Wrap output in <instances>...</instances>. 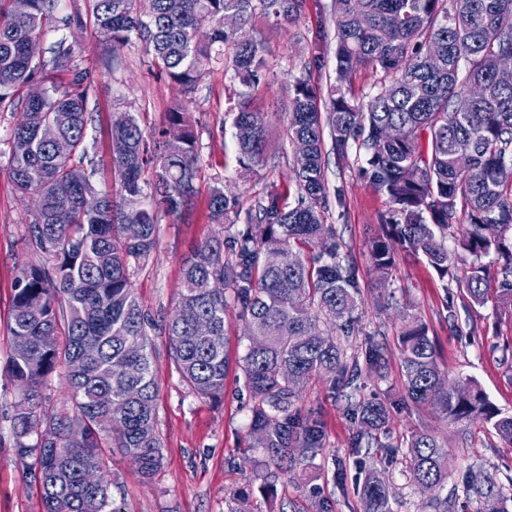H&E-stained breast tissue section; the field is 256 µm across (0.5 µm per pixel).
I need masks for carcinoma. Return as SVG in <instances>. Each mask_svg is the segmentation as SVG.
Masks as SVG:
<instances>
[{"mask_svg": "<svg viewBox=\"0 0 512 512\" xmlns=\"http://www.w3.org/2000/svg\"><path fill=\"white\" fill-rule=\"evenodd\" d=\"M60 0H29L19 15L12 0H0V111L16 116L8 138L6 169L15 191L36 194L42 209L27 225V241L41 260L13 284L9 331L13 344L30 342L29 353L13 351L11 377L26 387L12 417L16 447L38 484L43 512H123L105 476L89 487L86 470L103 471V445L120 449L142 477L161 467L156 427V386L149 348L153 320L138 303L136 269L156 248L159 215L176 219L198 194L200 146L192 113L175 106L150 134L134 113L111 125L112 160L118 193L93 181V79L83 67L75 33L92 23L112 30V47L140 44L151 67L192 94L213 70L231 73L234 129L245 166H264L267 118L250 107L249 90L265 80L262 44L236 45L224 34V14L247 22L257 12L288 22L303 0H88L62 14ZM336 81L329 112L322 117L319 93L300 76L288 101V139L308 146L294 156L300 190L288 205L279 193L249 205L215 186L208 196L212 223L224 235L200 242L181 266V289L164 331L170 359L185 384L205 398L224 394L228 357L224 345L226 294L204 287L224 279L247 325L249 345L240 360L250 393L251 434L259 439L269 490L279 476L307 468L322 447L320 422L301 416L295 402L302 385L323 377L346 396L345 411L358 421L353 448L376 458L355 478L363 512H394L395 494L386 472L401 466L408 484L445 488L452 477L447 445L426 431L387 443L389 410L367 399L353 383L359 358L382 375L384 348L372 339L363 356L348 338L358 320L361 294L343 262L336 228L326 223L324 127L332 150L363 155V172L384 192L392 209L386 235L370 249L373 265L395 262L394 244L423 255L442 278L467 253L469 271L460 283L476 305L489 301L512 310V82L498 78L500 56L512 54V0H333ZM70 37L45 42L48 29ZM41 43L31 55L29 46ZM371 64L383 82L367 103L352 99V73ZM44 94L34 100L30 86ZM470 95L465 112L456 99ZM407 130L405 139L382 142L386 125ZM50 125L70 143L59 154L40 127ZM470 165L455 166L458 150ZM140 226L135 240L126 225ZM463 228L457 249L448 234ZM495 253L502 280L491 287L481 258ZM141 345L138 353L129 345ZM398 360L408 398L439 411L451 422L479 417L512 445V416L488 402L471 378L448 381L428 327L413 319L398 338ZM67 369L74 414L85 425L70 433L65 409L47 415L42 388L59 366ZM110 412L118 421L105 429ZM36 442L27 443L31 435ZM463 493L478 512H512V493L482 466H468ZM456 496H435L416 512H453Z\"/></svg>", "mask_w": 512, "mask_h": 512, "instance_id": "cac0c4a2", "label": "carcinoma"}]
</instances>
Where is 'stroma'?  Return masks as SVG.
<instances>
[{"label": "stroma", "instance_id": "stroma-1", "mask_svg": "<svg viewBox=\"0 0 512 512\" xmlns=\"http://www.w3.org/2000/svg\"><path fill=\"white\" fill-rule=\"evenodd\" d=\"M331 5L332 0H304L300 15L291 23L257 13L246 26L262 41L268 65L267 80L255 87L251 98L252 109L265 113L268 120L266 166L248 171L239 163L229 111V75L216 70L199 82L189 105L200 120L199 193L181 222L161 218L158 245L133 276L136 296L153 318L173 313L183 258L197 243L222 233L220 225L211 223L207 209L214 185L224 186L247 203L270 192L296 203L299 190L287 136L288 99L296 77L307 76L324 93L336 79ZM79 40L83 64L94 75L95 180L100 188L111 190L115 184L109 129L114 113H134L148 130L183 95L179 86L148 67L139 45L112 49L91 27ZM360 166L353 156H327L326 217L336 227L342 254L355 268L363 301L353 340L360 344L366 335H375L389 359L385 377L363 372L361 393L391 399L388 428L393 438L425 429L447 442L455 474L477 464L498 479L512 478V447L481 422L452 423L431 408L401 405L404 382L397 352L404 322L420 319L438 344L446 378L474 379L493 405L512 414V365L502 362L500 350L503 341L512 337V316L490 304L468 302L459 288L468 271L461 262L442 279L423 256L401 249L388 273L379 272L370 260V247L383 233L391 203L362 176ZM33 212L32 201L17 195L7 172L0 169V512H42L39 490L15 447L11 415L19 396L6 369L13 349L8 330L13 283L36 260L26 242ZM225 333L229 370L224 393L215 401L194 394L182 382L169 361L164 331L151 335L163 464L153 481L146 483L118 449H105V476L117 486L125 512H228L229 493L239 488L254 489L256 512H279L288 501L297 512H311L310 493L315 488L335 501V512H361L353 481L341 484L335 479L339 465H346L351 473L358 466L357 457L348 453L357 424L342 410L343 394L319 377L304 384L296 403L303 414L323 425V446L313 466L280 476L273 497L258 494L255 475L263 454L249 435L251 398L237 381L238 361L248 345L237 307L227 311Z\"/></svg>", "mask_w": 512, "mask_h": 512}]
</instances>
